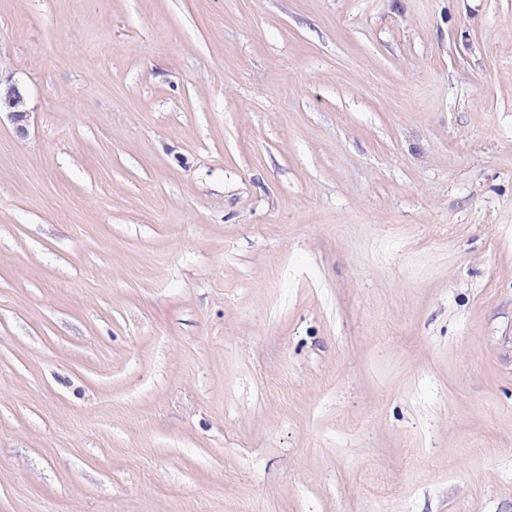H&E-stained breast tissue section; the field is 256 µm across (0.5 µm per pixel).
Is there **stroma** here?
I'll return each mask as SVG.
<instances>
[{"label":"stroma","instance_id":"1","mask_svg":"<svg viewBox=\"0 0 512 512\" xmlns=\"http://www.w3.org/2000/svg\"><path fill=\"white\" fill-rule=\"evenodd\" d=\"M0 512H512V0H0ZM2 85L0 79V112H6L16 131L24 134L31 113L26 94L16 83H7L5 87Z\"/></svg>","mask_w":512,"mask_h":512}]
</instances>
